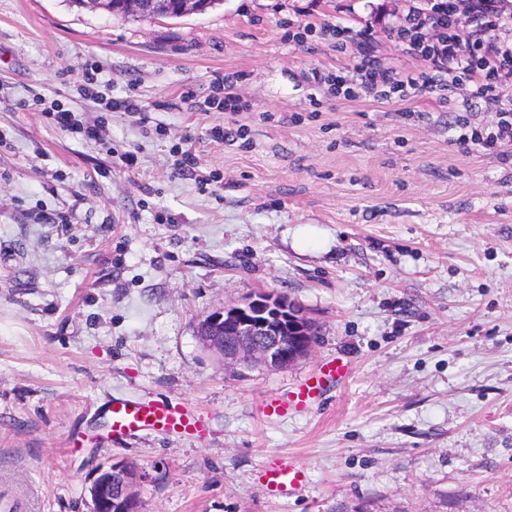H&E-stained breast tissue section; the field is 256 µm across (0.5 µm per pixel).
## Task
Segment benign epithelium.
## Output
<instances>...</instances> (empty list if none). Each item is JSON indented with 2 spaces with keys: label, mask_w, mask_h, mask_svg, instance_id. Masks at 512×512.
I'll list each match as a JSON object with an SVG mask.
<instances>
[{
  "label": "benign epithelium",
  "mask_w": 512,
  "mask_h": 512,
  "mask_svg": "<svg viewBox=\"0 0 512 512\" xmlns=\"http://www.w3.org/2000/svg\"><path fill=\"white\" fill-rule=\"evenodd\" d=\"M209 0H121L129 16L155 14L173 18L209 9ZM319 335L316 320L301 306L257 292L202 319L198 336L203 345L224 357L227 365L259 363L274 369L308 357ZM145 474L126 464L97 470L89 493L91 512H138L135 488Z\"/></svg>",
  "instance_id": "obj_1"
}]
</instances>
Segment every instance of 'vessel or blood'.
I'll return each mask as SVG.
<instances>
[{"instance_id": "1", "label": "vessel or blood", "mask_w": 512, "mask_h": 512, "mask_svg": "<svg viewBox=\"0 0 512 512\" xmlns=\"http://www.w3.org/2000/svg\"><path fill=\"white\" fill-rule=\"evenodd\" d=\"M350 372L349 363L342 359L322 362L288 392L268 398L262 408L264 418L280 419L306 411L331 384L346 379ZM109 412L108 435L115 439L151 433L197 435L204 429V420L194 409L167 399L117 398ZM260 481L269 495L290 496L302 490L307 474L294 461L280 456L264 466Z\"/></svg>"}]
</instances>
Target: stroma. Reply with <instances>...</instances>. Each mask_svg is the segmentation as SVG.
<instances>
[{
    "label": "stroma",
    "instance_id": "obj_1",
    "mask_svg": "<svg viewBox=\"0 0 512 512\" xmlns=\"http://www.w3.org/2000/svg\"><path fill=\"white\" fill-rule=\"evenodd\" d=\"M404 9L220 0L133 20L0 0V495L89 512L98 468L128 463L138 512H512V160L453 144L458 93L339 99L313 74L358 48L284 38L369 25L392 62ZM218 72L241 74L240 103L202 111ZM127 96L147 120L105 111ZM56 104L102 139L57 126ZM186 151L208 183L177 175ZM257 291L317 320L308 358L228 367L203 347L200 320ZM334 357L345 383L263 418ZM122 396L183 402L207 431L107 439ZM281 455L308 485L271 498L256 474Z\"/></svg>",
    "mask_w": 512,
    "mask_h": 512
}]
</instances>
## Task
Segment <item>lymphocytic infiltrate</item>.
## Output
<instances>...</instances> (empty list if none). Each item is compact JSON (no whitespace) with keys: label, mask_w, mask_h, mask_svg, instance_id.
Wrapping results in <instances>:
<instances>
[{"label":"lymphocytic infiltrate","mask_w":512,"mask_h":512,"mask_svg":"<svg viewBox=\"0 0 512 512\" xmlns=\"http://www.w3.org/2000/svg\"><path fill=\"white\" fill-rule=\"evenodd\" d=\"M316 31L335 39L337 49L351 44L362 49L353 67L327 74L337 98L406 101L461 86L466 94L454 126L455 144L478 153L512 148V0H409L402 21L387 35L402 54L419 61L414 70L381 63L368 27L308 22L298 25L292 38L301 43ZM479 103L495 104L496 118L473 128L465 113Z\"/></svg>","instance_id":"1"}]
</instances>
